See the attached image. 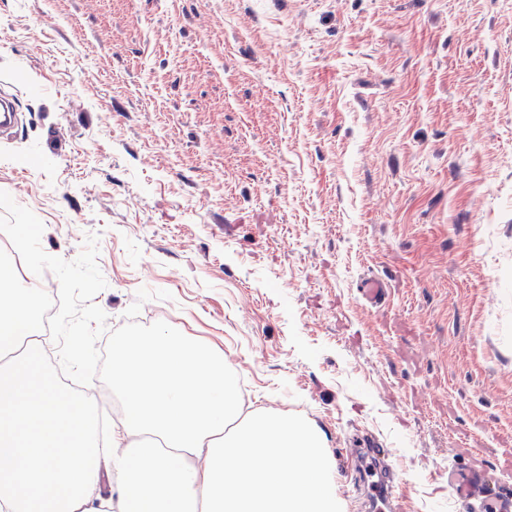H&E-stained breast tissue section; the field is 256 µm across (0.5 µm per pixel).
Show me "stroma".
I'll use <instances>...</instances> for the list:
<instances>
[{
  "mask_svg": "<svg viewBox=\"0 0 512 512\" xmlns=\"http://www.w3.org/2000/svg\"><path fill=\"white\" fill-rule=\"evenodd\" d=\"M2 95L0 191L97 236L107 330L223 351L337 494L367 433L405 512H468L452 467L512 497V0H0ZM357 291L365 304L380 307L388 301L390 286L384 279L369 278L359 282Z\"/></svg>",
  "mask_w": 512,
  "mask_h": 512,
  "instance_id": "35a3bbf8",
  "label": "stroma"
}]
</instances>
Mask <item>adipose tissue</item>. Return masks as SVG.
<instances>
[{
  "mask_svg": "<svg viewBox=\"0 0 512 512\" xmlns=\"http://www.w3.org/2000/svg\"><path fill=\"white\" fill-rule=\"evenodd\" d=\"M32 251L0 263V512H343L335 467L305 419L240 415L219 350L168 332L112 346L120 452L95 448L85 400L41 360Z\"/></svg>",
  "mask_w": 512,
  "mask_h": 512,
  "instance_id": "1",
  "label": "adipose tissue"
}]
</instances>
